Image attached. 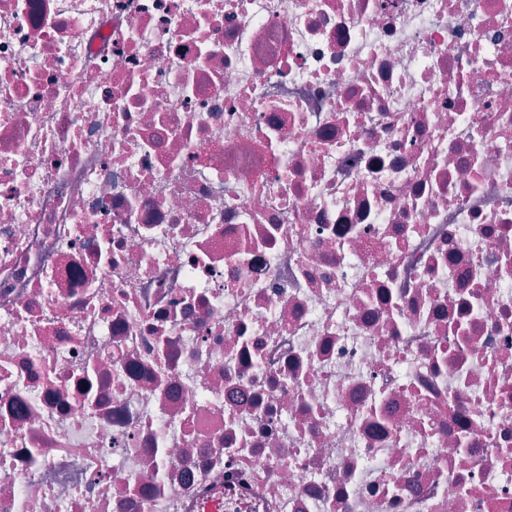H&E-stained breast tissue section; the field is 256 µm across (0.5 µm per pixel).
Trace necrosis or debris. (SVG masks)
Listing matches in <instances>:
<instances>
[{
    "instance_id": "necrosis-or-debris-1",
    "label": "necrosis or debris",
    "mask_w": 512,
    "mask_h": 512,
    "mask_svg": "<svg viewBox=\"0 0 512 512\" xmlns=\"http://www.w3.org/2000/svg\"><path fill=\"white\" fill-rule=\"evenodd\" d=\"M0 512H512V0H0Z\"/></svg>"
}]
</instances>
